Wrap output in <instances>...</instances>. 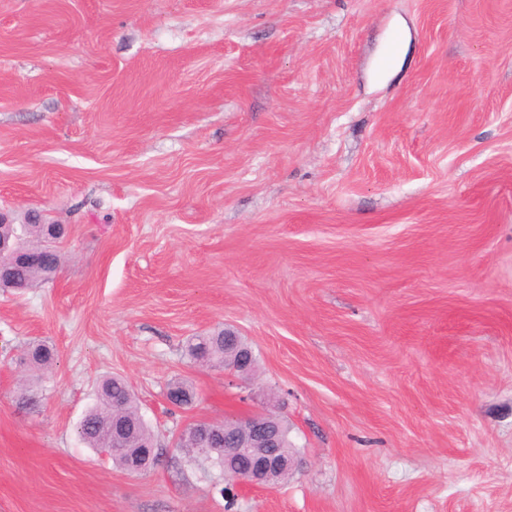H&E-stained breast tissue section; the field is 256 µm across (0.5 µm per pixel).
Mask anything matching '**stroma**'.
I'll return each instance as SVG.
<instances>
[{
	"mask_svg": "<svg viewBox=\"0 0 512 512\" xmlns=\"http://www.w3.org/2000/svg\"><path fill=\"white\" fill-rule=\"evenodd\" d=\"M0 213L66 229L0 289V512H512V0H0ZM107 374L150 471L76 434ZM266 413L299 466L227 501L176 440ZM225 337H232L235 339L238 349V358L234 363L224 366V362L231 359L236 352V347L227 346L225 355ZM185 348L187 355L195 362L209 365L211 367H222L241 374L246 373L249 370L247 369V366L253 359L252 350L247 345H244L238 336L234 335L230 331L224 330V328L192 336L187 341ZM23 354V364H26V368L30 371L44 372L53 364V350L44 342L29 343Z\"/></svg>",
	"mask_w": 512,
	"mask_h": 512,
	"instance_id": "1",
	"label": "stroma"
}]
</instances>
